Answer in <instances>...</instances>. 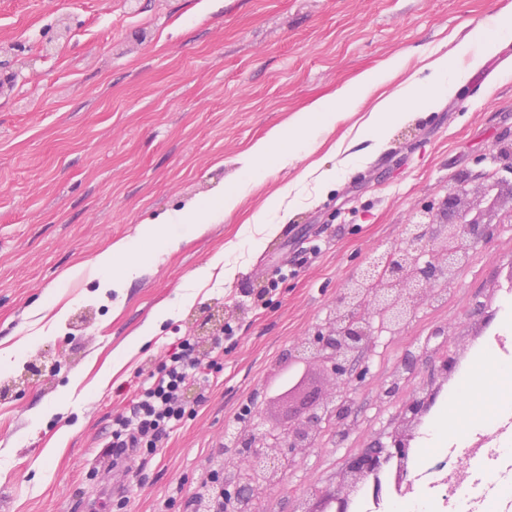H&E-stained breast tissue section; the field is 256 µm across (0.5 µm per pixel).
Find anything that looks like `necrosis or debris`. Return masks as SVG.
I'll use <instances>...</instances> for the list:
<instances>
[{"instance_id": "necrosis-or-debris-1", "label": "necrosis or debris", "mask_w": 512, "mask_h": 512, "mask_svg": "<svg viewBox=\"0 0 512 512\" xmlns=\"http://www.w3.org/2000/svg\"><path fill=\"white\" fill-rule=\"evenodd\" d=\"M496 357L501 366L512 363L499 344L479 346L463 356L456 379L437 398L429 419L417 429L408 457L389 460L378 478L365 480L346 506L347 512H426L428 505L452 504V512H512V435L500 433L503 414L467 428L454 441L431 438V427L458 399L463 382L481 359Z\"/></svg>"}]
</instances>
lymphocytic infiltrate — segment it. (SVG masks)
Segmentation results:
<instances>
[{
	"label": "lymphocytic infiltrate",
	"mask_w": 512,
	"mask_h": 512,
	"mask_svg": "<svg viewBox=\"0 0 512 512\" xmlns=\"http://www.w3.org/2000/svg\"><path fill=\"white\" fill-rule=\"evenodd\" d=\"M221 367V355L202 358L191 339H179L156 371L138 386L128 411L113 419L103 453L121 455L129 448L155 452L194 413L183 399L187 384L206 387L212 372Z\"/></svg>",
	"instance_id": "f902f5d3"
}]
</instances>
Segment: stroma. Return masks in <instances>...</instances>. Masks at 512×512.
Masks as SVG:
<instances>
[{
	"label": "stroma",
	"mask_w": 512,
	"mask_h": 512,
	"mask_svg": "<svg viewBox=\"0 0 512 512\" xmlns=\"http://www.w3.org/2000/svg\"><path fill=\"white\" fill-rule=\"evenodd\" d=\"M512 0H0V71H19L0 91V512H82L103 504L116 477L100 462L113 418L127 410L178 338L203 356L222 354L206 391L192 387L195 413L156 453L127 461V512H175L192 501L212 462L230 457L229 433L282 407L266 387L296 345L328 321L346 281L373 252L400 244L404 225L436 211L461 173L471 198L494 208L492 235L447 286L446 303L424 302L395 334H374L357 367L365 380L352 411L288 472L289 494L268 512H297L342 461L382 437L402 398L384 402L393 365L436 329L466 347L484 311H499L512 262V199L482 190L481 174L512 183L498 159L512 146V37L461 90L416 108L381 145L359 129L374 106L428 65L493 26ZM69 41L17 63L16 49L52 34L60 16ZM400 57L395 76L309 153L250 186L239 207L204 232L181 226L179 246L141 264L121 287L87 269L139 224L200 206L213 189L246 180L241 158L273 128L366 71ZM359 164L332 188L303 178L311 163L336 164L338 142ZM247 181V180H246ZM297 183L286 224L259 251L252 217L272 194ZM234 271L194 283L216 253ZM170 305L151 337L127 345L154 309ZM224 317L212 328L210 313ZM255 412L240 418L242 403Z\"/></svg>",
	"instance_id": "35a3bbf8"
}]
</instances>
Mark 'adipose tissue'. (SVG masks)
<instances>
[{
    "label": "adipose tissue",
    "instance_id": "ef3b65f1",
    "mask_svg": "<svg viewBox=\"0 0 512 512\" xmlns=\"http://www.w3.org/2000/svg\"><path fill=\"white\" fill-rule=\"evenodd\" d=\"M512 36V18L497 16L492 30L467 34L456 48L458 54L472 55L473 65H480L483 57L493 53L498 42ZM398 59L389 60L383 70L368 71L357 82L337 90L334 101L318 100L305 111L296 113L288 130L273 129L246 152L243 163L248 175L257 177L275 167L293 161L299 152L308 148L318 135L343 121L348 113L356 111L364 98L398 66ZM462 77L460 70L450 68L447 58H439L430 66L426 79L413 80L402 86L396 96L380 101L365 125L373 139L386 137L388 131L402 122L405 111L412 106H427L433 100L450 94ZM248 185L240 183L223 189L203 206L168 212L157 220L140 224L132 240H120L98 254L92 262L94 271L111 275L113 280L130 278L145 258L144 243H151L155 252L163 253L178 243L176 228L181 224L195 225L204 230L206 225L231 214L241 203ZM501 377L498 364L480 367L475 384L467 389L449 412L442 424L450 435L462 431L472 420L491 411L497 404V387Z\"/></svg>",
    "mask_w": 512,
    "mask_h": 512
}]
</instances>
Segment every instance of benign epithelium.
<instances>
[{
  "mask_svg": "<svg viewBox=\"0 0 512 512\" xmlns=\"http://www.w3.org/2000/svg\"><path fill=\"white\" fill-rule=\"evenodd\" d=\"M444 207L448 211L445 223L425 211L418 221L404 225L402 242L388 265L387 287H377L373 275L377 259L383 257L380 253L370 258L359 274L348 279L325 327L298 343L296 357L322 368L332 378L333 386L329 390L306 392L277 428L246 426L237 432L239 465L234 495L257 496L249 474L261 466L270 469L276 482H281L288 466L297 463L308 449L317 447L325 424L338 425L346 419L350 409L346 394L353 387L349 370L372 343L371 315L383 308L395 321H406L418 305L432 300L435 288L451 283L469 260L470 252L488 239L492 227L490 210L477 209L465 191L448 193ZM458 356L459 351L455 350L443 358L425 395L404 405L397 427L389 434L390 446L373 439L346 458L338 476L306 500V512H326L333 503L337 512H342L356 484L381 467L384 450L389 448L400 456L407 454L417 425L442 388V382L448 380Z\"/></svg>",
  "mask_w": 512,
  "mask_h": 512,
  "instance_id": "obj_1",
  "label": "benign epithelium"
}]
</instances>
